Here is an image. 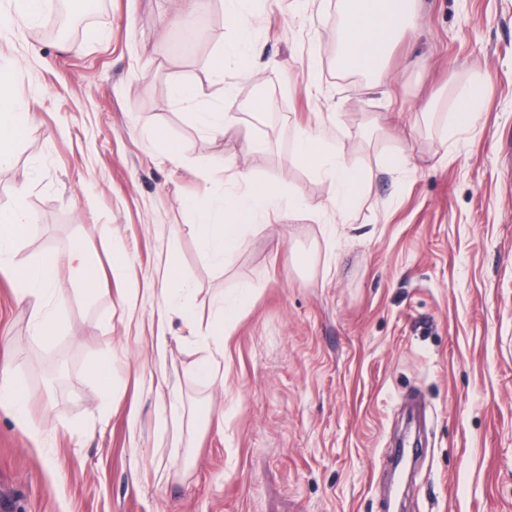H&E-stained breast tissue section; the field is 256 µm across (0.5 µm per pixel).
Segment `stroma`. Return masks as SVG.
Segmentation results:
<instances>
[{"instance_id": "1", "label": "stroma", "mask_w": 512, "mask_h": 512, "mask_svg": "<svg viewBox=\"0 0 512 512\" xmlns=\"http://www.w3.org/2000/svg\"><path fill=\"white\" fill-rule=\"evenodd\" d=\"M57 4L0 36L31 121L0 168V207L25 187L19 260L78 237L104 279L93 308L46 298L60 331L44 341L0 274V365L30 395L26 424L0 408L16 512H512V0H418L417 30L375 78L337 65L339 0H254L261 55L244 76L208 67L232 37L227 0H209L189 49L192 0H104L71 40L44 34ZM479 79L469 131L423 122ZM178 81L203 97L177 103ZM229 92L266 103L251 153L239 128L195 127L193 109ZM302 130L369 172L351 223L331 180L294 161ZM402 150L414 167H389ZM240 171L281 198L217 267L195 211ZM171 266L194 324L159 305ZM233 304L216 344L206 329ZM106 352L107 392L91 376Z\"/></svg>"}]
</instances>
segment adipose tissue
Masks as SVG:
<instances>
[{"instance_id": "adipose-tissue-1", "label": "adipose tissue", "mask_w": 512, "mask_h": 512, "mask_svg": "<svg viewBox=\"0 0 512 512\" xmlns=\"http://www.w3.org/2000/svg\"><path fill=\"white\" fill-rule=\"evenodd\" d=\"M343 20L339 68L362 73L379 72L393 41L416 26V0H342ZM226 22L234 38L217 49L210 66L223 73L231 59L252 51V27L246 12L231 9ZM14 77L11 69L0 67V165L10 160L12 145L29 131L30 118L24 105L13 99L9 91ZM344 142L325 143L314 134L303 132L296 139L294 161L324 173L337 189L336 215L340 223H348L368 183L365 169L345 160ZM280 196L270 182L246 180L243 192L225 196L218 207L200 214L195 226L201 251L214 264H223L238 247L247 229L256 221L261 208L274 204ZM25 190L17 188L11 207L0 210V272L14 282L20 301L31 307L35 336L48 338L56 333V324L43 313L45 295L58 304L69 298L61 289L57 273L67 266L78 286V294L86 305H94L99 292L101 268L82 240H71L65 253L44 255L33 264L19 262L16 244L29 230Z\"/></svg>"}]
</instances>
